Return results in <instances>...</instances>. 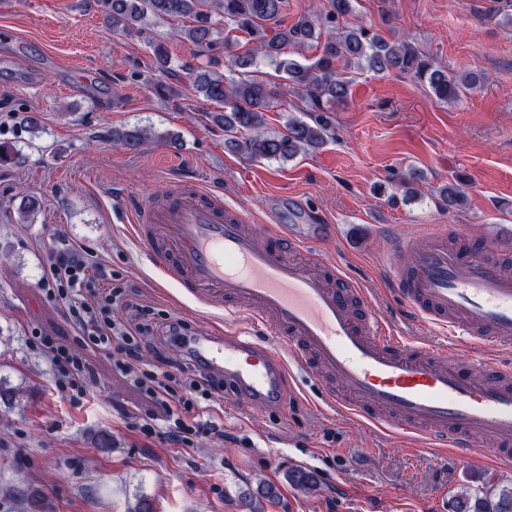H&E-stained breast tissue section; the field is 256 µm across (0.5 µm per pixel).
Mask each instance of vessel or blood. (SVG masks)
<instances>
[{"label":"vessel or blood","mask_w":512,"mask_h":512,"mask_svg":"<svg viewBox=\"0 0 512 512\" xmlns=\"http://www.w3.org/2000/svg\"><path fill=\"white\" fill-rule=\"evenodd\" d=\"M133 214L146 255L183 294L252 330L186 342L203 371L223 376L226 401L278 406L298 371L350 418L463 459L512 460V364L495 355L512 345V274L491 257L512 250V238L484 240L477 251L464 227L433 224L424 244L393 242L388 294L443 332L421 342L383 325L368 290L317 250L333 225L270 224L260 235L250 215L197 184ZM462 337L476 353L460 366Z\"/></svg>","instance_id":"1"}]
</instances>
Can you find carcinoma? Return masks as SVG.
Wrapping results in <instances>:
<instances>
[{
    "instance_id": "obj_1",
    "label": "carcinoma",
    "mask_w": 512,
    "mask_h": 512,
    "mask_svg": "<svg viewBox=\"0 0 512 512\" xmlns=\"http://www.w3.org/2000/svg\"><path fill=\"white\" fill-rule=\"evenodd\" d=\"M112 22L127 33L141 34L150 20L188 18L193 25L181 31V38L206 52V60L188 67V78L196 92L222 106L211 113L213 122L224 128L225 146L250 157L290 160L302 152L327 142L333 135L328 113L351 97L353 71L375 74L403 73L424 84L431 97L440 103H456L477 85L486 81L479 73H450L436 64L426 52L405 37L386 39L361 23L350 24L353 0H327L325 8L300 15L293 24L284 21L288 0H98ZM224 19V56L214 53L218 45L213 17ZM278 24L268 36L263 23ZM248 36L252 46L239 55L231 32ZM313 48L315 54L297 57ZM276 63L289 91L304 103L303 116L291 117L285 131L268 133L265 112L278 91L257 76L259 61ZM248 131L247 137L239 134ZM152 138L146 129L113 131V142L130 149L143 146ZM466 182L456 177L437 189L442 203L450 211L464 208ZM295 488L311 492L318 483L314 473L294 468L287 473ZM276 488L263 484L256 494L244 496L247 512H256L255 498L270 500ZM492 490L479 489L456 499L455 512H512V488L500 490L492 499Z\"/></svg>"
}]
</instances>
